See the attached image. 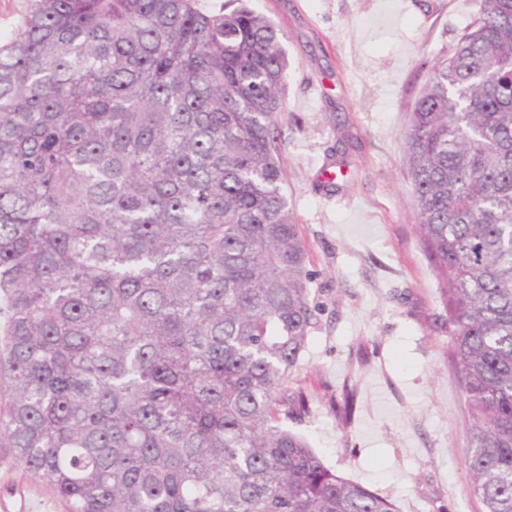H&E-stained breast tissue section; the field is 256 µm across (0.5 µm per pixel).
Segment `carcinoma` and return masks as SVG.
Returning a JSON list of instances; mask_svg holds the SVG:
<instances>
[{"label":"carcinoma","mask_w":512,"mask_h":512,"mask_svg":"<svg viewBox=\"0 0 512 512\" xmlns=\"http://www.w3.org/2000/svg\"><path fill=\"white\" fill-rule=\"evenodd\" d=\"M283 38L244 0H31L0 41V446L68 512H397L287 425L318 317ZM406 162L465 466L512 512V0L434 66Z\"/></svg>","instance_id":"cac0c4a2"}]
</instances>
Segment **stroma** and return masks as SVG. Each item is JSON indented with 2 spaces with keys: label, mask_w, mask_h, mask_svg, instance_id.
<instances>
[{
  "label": "stroma",
  "mask_w": 512,
  "mask_h": 512,
  "mask_svg": "<svg viewBox=\"0 0 512 512\" xmlns=\"http://www.w3.org/2000/svg\"><path fill=\"white\" fill-rule=\"evenodd\" d=\"M482 0H251L284 33L276 123L284 191L318 307L290 380L310 409L290 429L398 512H483L464 466L467 406L436 329L438 284L416 232L405 154L433 65ZM356 391L350 422L336 414ZM0 512H66L0 447Z\"/></svg>",
  "instance_id": "obj_1"
}]
</instances>
